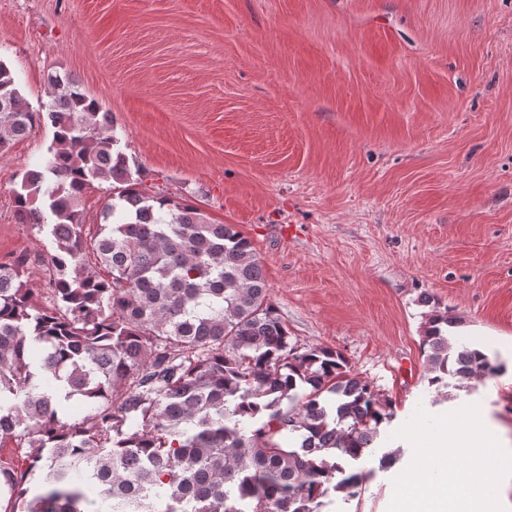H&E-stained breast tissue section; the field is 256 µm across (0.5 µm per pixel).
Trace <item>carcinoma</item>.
Returning <instances> with one entry per match:
<instances>
[{
	"label": "carcinoma",
	"mask_w": 512,
	"mask_h": 512,
	"mask_svg": "<svg viewBox=\"0 0 512 512\" xmlns=\"http://www.w3.org/2000/svg\"><path fill=\"white\" fill-rule=\"evenodd\" d=\"M49 97L31 109L0 60V151L54 128L14 199L19 223L55 244L46 304L26 259L0 262V512H320L331 488L358 497L351 462L392 402L341 353L291 344L251 241L144 191L96 100L58 76ZM97 179L112 195L90 233L78 206ZM458 326L429 315L431 385L503 369L454 348ZM75 396L88 413L69 421Z\"/></svg>",
	"instance_id": "cac0c4a2"
}]
</instances>
